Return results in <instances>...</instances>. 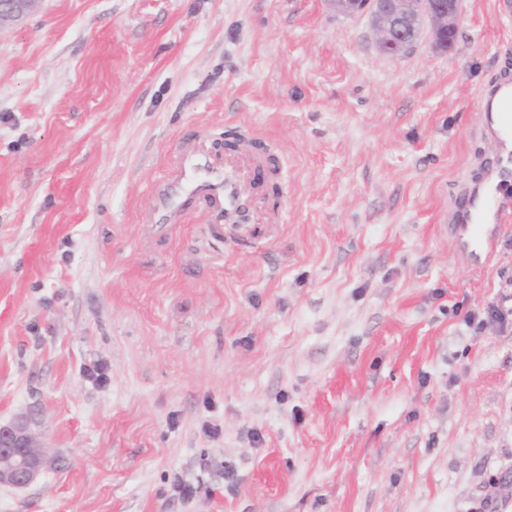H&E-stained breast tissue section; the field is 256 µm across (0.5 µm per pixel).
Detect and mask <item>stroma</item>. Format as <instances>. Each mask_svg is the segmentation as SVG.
Here are the masks:
<instances>
[{
	"instance_id": "obj_1",
	"label": "stroma",
	"mask_w": 512,
	"mask_h": 512,
	"mask_svg": "<svg viewBox=\"0 0 512 512\" xmlns=\"http://www.w3.org/2000/svg\"><path fill=\"white\" fill-rule=\"evenodd\" d=\"M375 41L331 0L0 27V424L47 460L0 512H512V221L479 269L447 231L512 0H462L447 51ZM189 138L272 154L283 223H145Z\"/></svg>"
}]
</instances>
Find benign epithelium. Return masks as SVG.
Listing matches in <instances>:
<instances>
[{
	"mask_svg": "<svg viewBox=\"0 0 512 512\" xmlns=\"http://www.w3.org/2000/svg\"><path fill=\"white\" fill-rule=\"evenodd\" d=\"M36 0H0V23L17 20L30 11ZM336 12L345 17L368 15L376 35L377 50L390 59L410 52L422 25L428 24L435 44L452 45L460 0H332ZM44 452L33 434L28 417L19 416L0 424V485L25 489L44 471Z\"/></svg>",
	"mask_w": 512,
	"mask_h": 512,
	"instance_id": "obj_1",
	"label": "benign epithelium"
}]
</instances>
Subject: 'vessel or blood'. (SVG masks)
Returning a JSON list of instances; mask_svg holds the SVG:
<instances>
[{
    "mask_svg": "<svg viewBox=\"0 0 512 512\" xmlns=\"http://www.w3.org/2000/svg\"><path fill=\"white\" fill-rule=\"evenodd\" d=\"M486 98L497 115L486 118L483 130L497 140L499 152L479 182L457 193L448 214L454 243L483 263L493 253L497 224L507 219L501 193L512 184V78L490 81ZM247 195L244 173L227 174L206 151L186 146L178 151L167 175L153 186V213L157 224H175L194 206L230 210Z\"/></svg>",
    "mask_w": 512,
    "mask_h": 512,
    "instance_id": "b4317fda",
    "label": "vessel or blood"
}]
</instances>
